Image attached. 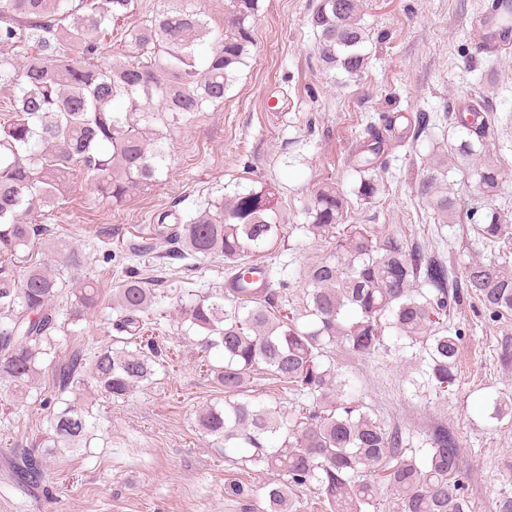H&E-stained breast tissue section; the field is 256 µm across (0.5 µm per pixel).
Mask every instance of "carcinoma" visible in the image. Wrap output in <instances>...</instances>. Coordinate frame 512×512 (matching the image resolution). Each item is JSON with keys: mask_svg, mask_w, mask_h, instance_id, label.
Returning a JSON list of instances; mask_svg holds the SVG:
<instances>
[{"mask_svg": "<svg viewBox=\"0 0 512 512\" xmlns=\"http://www.w3.org/2000/svg\"><path fill=\"white\" fill-rule=\"evenodd\" d=\"M190 0H164L152 19L125 34L131 53L104 56L99 42L108 28L126 21L134 0H0V86L12 88L8 118L0 121V382L20 393L53 363L56 396L48 432L37 449L15 458L19 483L35 488L43 478L42 456L61 448L77 451L93 423L84 401L90 387L114 400L125 398L154 375L161 348L146 338L147 314L156 296L130 275L112 293L120 314L116 329L130 337L87 359L73 350L58 359L68 330L57 336L54 302L61 294L59 270L17 264L42 234L48 211L71 193L76 171L95 176L97 189L120 204L135 190L159 182L166 161L162 129L193 120L207 105L224 101L254 45L259 0H227L224 29L214 30ZM363 0H320L312 16L319 30L320 58L330 68L357 74ZM497 119L479 101L457 117L460 141L453 152L473 162L479 191L503 193L501 160L487 156ZM394 126L369 133V155L354 167L360 199L373 200L380 183L376 157ZM447 161H428L416 192L436 224H450L456 201L448 194ZM346 194L325 183L307 208L306 231L315 238L337 233L335 253L306 271L307 325L276 315L269 273L247 258L264 252L286 231L279 199L267 186L236 190L198 210L182 224L153 226L164 252L196 259L222 257L240 288L192 294L180 300V324L204 332L202 352L220 349L221 366L206 372L238 400L202 409L199 429L224 448H241V461L262 466L266 484L261 512H298L296 491L313 488L325 512H373L381 487L398 496L401 512H471L459 468L460 442L446 429L428 436L429 449L406 453L398 430L373 417L347 390L331 348L358 357L389 352L385 330L404 347L420 345L426 361L423 384L445 393L457 381L459 335L448 331L451 305L469 296L493 316L512 314V263L474 262L463 276L431 255L419 241L379 238L367 224H345ZM477 240H505V224L492 209L476 226ZM71 323L98 304L94 280L70 291ZM310 395V405L278 406L241 400L250 374ZM512 414V397L493 402L491 417Z\"/></svg>", "mask_w": 512, "mask_h": 512, "instance_id": "carcinoma-1", "label": "carcinoma"}]
</instances>
